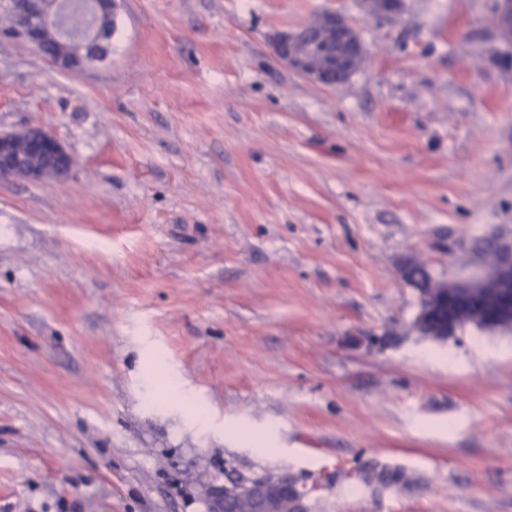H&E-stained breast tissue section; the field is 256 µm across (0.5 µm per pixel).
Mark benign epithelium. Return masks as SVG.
Instances as JSON below:
<instances>
[{
    "mask_svg": "<svg viewBox=\"0 0 512 512\" xmlns=\"http://www.w3.org/2000/svg\"><path fill=\"white\" fill-rule=\"evenodd\" d=\"M500 37L512 47V0H499ZM124 0H84L85 21L75 23L70 0H0V12L19 15L6 36L35 47L42 44L45 30L54 29L64 41L82 45L73 55L48 54L44 58L57 70L78 75L109 56V36L96 18L116 19ZM378 20L391 21L403 8V0H363ZM274 57L299 75L324 87L346 82L366 55L364 41L338 10H325L303 25L272 35ZM52 160L38 166L33 158ZM71 157L60 141L41 126L19 131L0 130V178L22 177L31 181L64 179L71 174ZM495 254L490 268L477 265L464 276L443 281L448 288L440 299L418 292L416 318L435 326L440 340L456 336L469 326L494 331L512 324V232L487 238ZM295 497L296 512H308V493L299 479L284 471L276 475L243 476L236 481L212 483L205 493L207 512H227L236 503L248 504L249 512H276V504Z\"/></svg>",
    "mask_w": 512,
    "mask_h": 512,
    "instance_id": "1",
    "label": "benign epithelium"
}]
</instances>
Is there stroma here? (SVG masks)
I'll list each match as a JSON object with an SVG mask.
<instances>
[{
    "instance_id": "1",
    "label": "stroma",
    "mask_w": 512,
    "mask_h": 512,
    "mask_svg": "<svg viewBox=\"0 0 512 512\" xmlns=\"http://www.w3.org/2000/svg\"><path fill=\"white\" fill-rule=\"evenodd\" d=\"M329 9L367 48L335 88L269 44ZM496 18L126 0L79 75L0 36V130L73 161L0 179V512H205L230 465L293 473L309 512H512V330L422 337L400 274L512 228Z\"/></svg>"
}]
</instances>
